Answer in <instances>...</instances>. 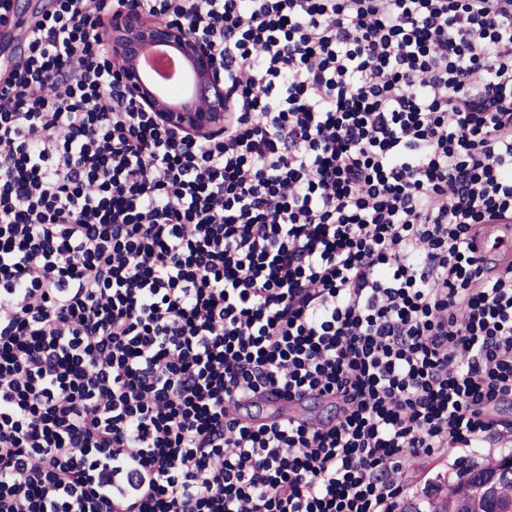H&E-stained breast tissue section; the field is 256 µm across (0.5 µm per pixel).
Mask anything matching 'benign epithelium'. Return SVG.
Wrapping results in <instances>:
<instances>
[{"mask_svg":"<svg viewBox=\"0 0 512 512\" xmlns=\"http://www.w3.org/2000/svg\"><path fill=\"white\" fill-rule=\"evenodd\" d=\"M155 45L173 47L187 62L192 78L188 97L169 99L144 78L138 60ZM106 48L122 66V82L129 94L139 106L156 113L162 125L196 141L224 127V82L211 52L185 28L149 21L133 4L112 16Z\"/></svg>","mask_w":512,"mask_h":512,"instance_id":"7a95c632","label":"benign epithelium"}]
</instances>
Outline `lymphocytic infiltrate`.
<instances>
[{"instance_id":"1","label":"lymphocytic infiltrate","mask_w":512,"mask_h":512,"mask_svg":"<svg viewBox=\"0 0 512 512\" xmlns=\"http://www.w3.org/2000/svg\"><path fill=\"white\" fill-rule=\"evenodd\" d=\"M132 1L212 52L222 132L127 95ZM51 2L0 81V512H398L494 447L512 0ZM512 219L504 218L497 221H494L493 224H489L485 227V234L482 235V253L484 254L486 260H492L499 256L497 251L494 248L490 247L491 241L493 238L503 237V239H509L510 236V226H506V224H511Z\"/></svg>"}]
</instances>
